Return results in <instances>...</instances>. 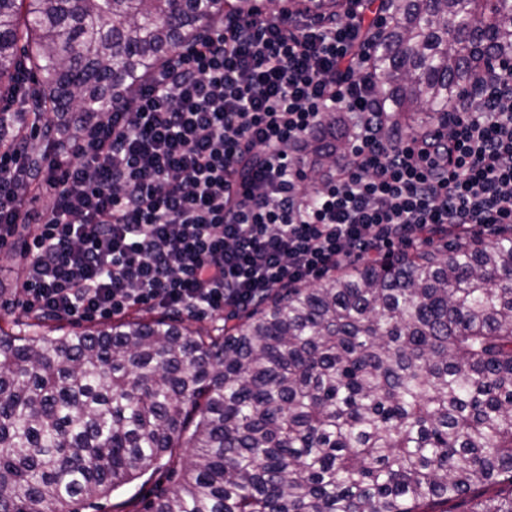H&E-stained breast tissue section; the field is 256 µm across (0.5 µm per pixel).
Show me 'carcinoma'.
Wrapping results in <instances>:
<instances>
[{
    "label": "carcinoma",
    "mask_w": 512,
    "mask_h": 512,
    "mask_svg": "<svg viewBox=\"0 0 512 512\" xmlns=\"http://www.w3.org/2000/svg\"><path fill=\"white\" fill-rule=\"evenodd\" d=\"M373 59L395 127L419 134L477 64L512 56V0H388ZM254 0H0V101L38 81L31 124L71 138L108 102ZM477 35L455 38L461 25ZM18 117L0 116V145ZM298 156L344 155L345 116ZM148 512H512V235L450 236L277 288L211 331L175 315L49 336L0 328V512H82L150 470Z\"/></svg>",
    "instance_id": "cac0c4a2"
}]
</instances>
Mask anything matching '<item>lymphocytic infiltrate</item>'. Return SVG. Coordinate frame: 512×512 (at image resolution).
Wrapping results in <instances>:
<instances>
[{
    "mask_svg": "<svg viewBox=\"0 0 512 512\" xmlns=\"http://www.w3.org/2000/svg\"><path fill=\"white\" fill-rule=\"evenodd\" d=\"M372 6L225 14L76 137L47 124L41 154L0 148V246L16 245L25 308L228 314L439 233L512 229V71L484 67L435 126L395 132ZM339 109L347 155L304 192L297 150Z\"/></svg>",
    "mask_w": 512,
    "mask_h": 512,
    "instance_id": "obj_1",
    "label": "lymphocytic infiltrate"
}]
</instances>
